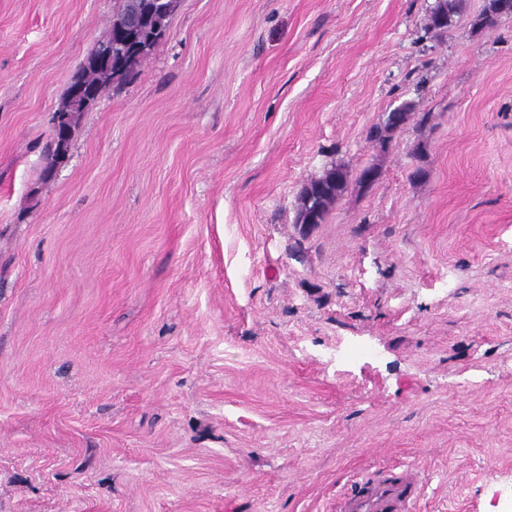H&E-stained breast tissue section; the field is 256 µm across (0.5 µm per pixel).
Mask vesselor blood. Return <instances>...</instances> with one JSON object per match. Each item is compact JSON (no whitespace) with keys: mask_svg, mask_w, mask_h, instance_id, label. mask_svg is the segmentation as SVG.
Masks as SVG:
<instances>
[{"mask_svg":"<svg viewBox=\"0 0 512 512\" xmlns=\"http://www.w3.org/2000/svg\"><path fill=\"white\" fill-rule=\"evenodd\" d=\"M419 496L413 470L382 477L362 473L353 481L339 512H410Z\"/></svg>","mask_w":512,"mask_h":512,"instance_id":"obj_1","label":"vessel or blood"}]
</instances>
